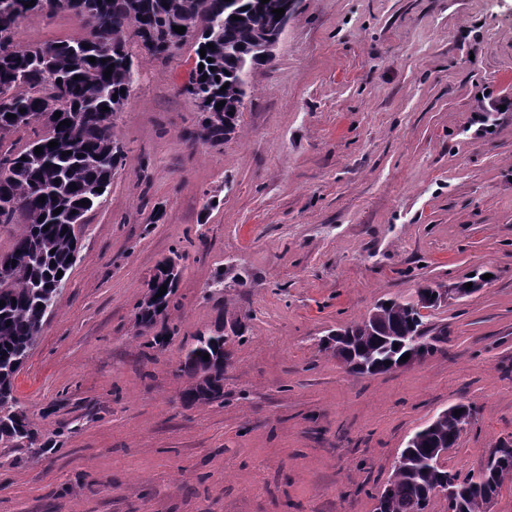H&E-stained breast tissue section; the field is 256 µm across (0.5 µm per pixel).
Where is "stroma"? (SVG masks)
I'll use <instances>...</instances> for the list:
<instances>
[{"label": "stroma", "instance_id": "obj_1", "mask_svg": "<svg viewBox=\"0 0 512 512\" xmlns=\"http://www.w3.org/2000/svg\"><path fill=\"white\" fill-rule=\"evenodd\" d=\"M88 34L66 11L17 26L23 45ZM194 58L135 52L122 165L14 382L50 445L0 447V512H375L408 437L461 401L479 413L448 466L478 471L512 442V107L476 113L485 92L512 104V0H299L219 146L191 138ZM175 254L179 332L150 360L137 306ZM483 271L426 310L421 364L354 377L318 349ZM237 319L223 400L184 403V342Z\"/></svg>", "mask_w": 512, "mask_h": 512}]
</instances>
